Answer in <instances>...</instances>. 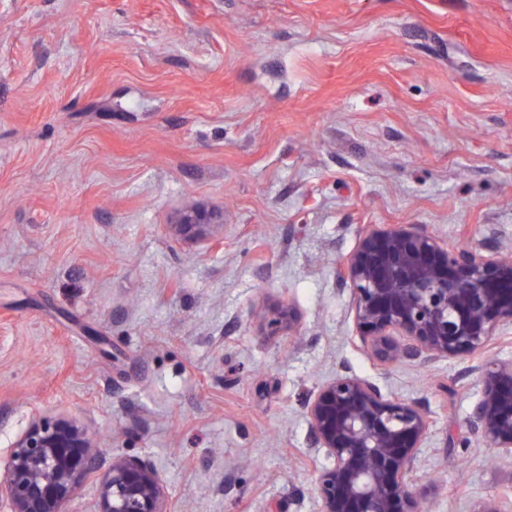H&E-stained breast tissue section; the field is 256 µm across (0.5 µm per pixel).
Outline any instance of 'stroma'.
<instances>
[{
    "instance_id": "stroma-1",
    "label": "stroma",
    "mask_w": 512,
    "mask_h": 512,
    "mask_svg": "<svg viewBox=\"0 0 512 512\" xmlns=\"http://www.w3.org/2000/svg\"><path fill=\"white\" fill-rule=\"evenodd\" d=\"M363 224L512 244V0H0V468L57 412L170 512H318L304 403L348 368L427 401V512L512 501L469 361L361 349ZM214 216L206 214L199 210H188L183 212L174 225L175 231L182 237L192 241H208L210 239V229L217 223Z\"/></svg>"
}]
</instances>
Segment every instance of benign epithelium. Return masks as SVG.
<instances>
[{
	"mask_svg": "<svg viewBox=\"0 0 512 512\" xmlns=\"http://www.w3.org/2000/svg\"><path fill=\"white\" fill-rule=\"evenodd\" d=\"M213 223L214 216L188 210L174 229L203 242ZM339 278L350 292L361 346L383 366L480 357L497 337L512 334V259L492 234L455 249L415 224L365 228ZM267 327L272 334L294 331L292 310L275 312ZM472 372L482 393L468 430L512 456V360H483ZM304 408L311 447L331 460L316 477L319 512H420L414 480L430 424L426 401L393 398L345 371L320 386ZM103 463L104 453L81 423L39 415L0 472V497L10 512H64L76 487ZM96 512L169 510L149 464L114 457Z\"/></svg>",
	"mask_w": 512,
	"mask_h": 512,
	"instance_id": "obj_1",
	"label": "benign epithelium"
}]
</instances>
